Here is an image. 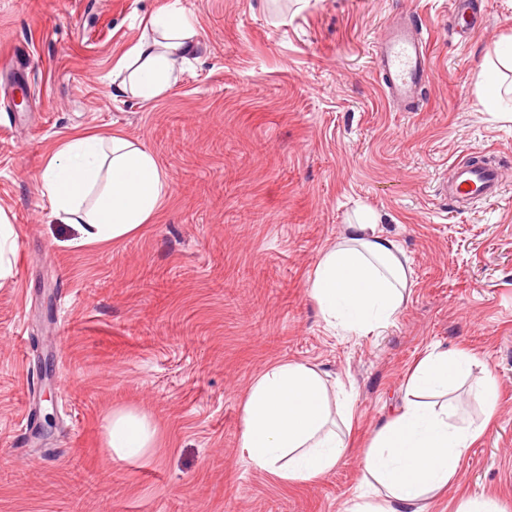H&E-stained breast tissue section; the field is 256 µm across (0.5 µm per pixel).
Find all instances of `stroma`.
<instances>
[{
  "label": "stroma",
  "instance_id": "35a3bbf8",
  "mask_svg": "<svg viewBox=\"0 0 512 512\" xmlns=\"http://www.w3.org/2000/svg\"><path fill=\"white\" fill-rule=\"evenodd\" d=\"M170 2L0 0V212L17 231L0 285V512H357L361 450L434 348L474 360L431 402L480 422L488 378L497 409L429 512L482 496L512 512V122L478 87L512 0H475L484 22L465 38L448 0H180L199 47L175 88L113 97L116 61ZM405 15L431 36L411 112L374 66ZM84 130L141 142L168 177L151 224L115 245L73 246L41 193L58 143ZM469 154L499 166L502 190L458 206L438 187ZM362 209L412 270L395 324L364 336L331 328L307 288ZM285 360L327 373L354 407L348 450L308 482L281 483L240 446L250 384ZM117 409L156 423L147 456L113 459Z\"/></svg>",
  "mask_w": 512,
  "mask_h": 512
}]
</instances>
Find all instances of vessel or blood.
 <instances>
[{
  "instance_id": "1",
  "label": "vessel or blood",
  "mask_w": 512,
  "mask_h": 512,
  "mask_svg": "<svg viewBox=\"0 0 512 512\" xmlns=\"http://www.w3.org/2000/svg\"><path fill=\"white\" fill-rule=\"evenodd\" d=\"M457 33L475 27L474 11L469 0H451ZM377 69L388 99L413 111L429 78L428 39L417 19L401 20L386 28L379 40ZM500 172L496 165L482 160L459 162L453 178L441 188L448 199H485L498 194Z\"/></svg>"
}]
</instances>
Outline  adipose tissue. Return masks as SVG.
Masks as SVG:
<instances>
[{
  "label": "adipose tissue",
  "instance_id": "adipose-tissue-1",
  "mask_svg": "<svg viewBox=\"0 0 512 512\" xmlns=\"http://www.w3.org/2000/svg\"><path fill=\"white\" fill-rule=\"evenodd\" d=\"M192 17L175 7L153 14L140 38L112 69L113 96L155 101L177 83L175 63L195 55ZM41 192L62 222L77 225L83 245L117 243L151 223L169 194L155 154L115 132H80L59 143L40 175ZM412 271L376 217L346 225L309 278L310 294L328 325L350 333L393 325L405 304ZM468 354L430 350L409 386L418 392L448 390L470 364ZM480 423L453 425L447 409L405 398L401 409L363 451L365 483L379 499L360 512H425L447 490L461 461L495 416L493 389H485ZM152 420L135 411L113 412L106 445L115 459L146 456L155 442ZM241 446L249 461L281 482L314 479L335 468L347 442L332 418L329 385L317 368L276 363L250 387L243 407Z\"/></svg>",
  "mask_w": 512,
  "mask_h": 512
}]
</instances>
